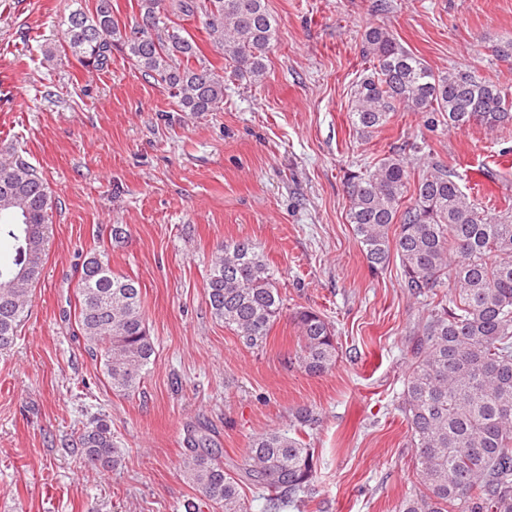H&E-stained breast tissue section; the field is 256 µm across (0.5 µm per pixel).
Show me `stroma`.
Returning a JSON list of instances; mask_svg holds the SVG:
<instances>
[{"instance_id":"stroma-1","label":"stroma","mask_w":512,"mask_h":512,"mask_svg":"<svg viewBox=\"0 0 512 512\" xmlns=\"http://www.w3.org/2000/svg\"><path fill=\"white\" fill-rule=\"evenodd\" d=\"M266 0L279 23L254 83L233 79L217 112L178 111L120 52L88 71L61 49L68 0H0V146L16 144L55 198L45 275L14 345L0 351V512H184L188 439L210 437L244 466L252 437L298 431L318 479L294 512H396L416 484L398 398L407 345L425 299L401 285L400 262L372 272L348 222L349 173L406 140L412 176L428 160L457 169L481 205H512V126L428 128L400 110L369 137L349 119L368 69L366 26H387L434 70L471 66L512 90V64L491 47L512 33V0ZM54 60H46V52ZM114 272L141 284L155 345L137 391H113L75 324V270L108 243ZM247 239L276 272L283 314L248 348L216 320L205 280L212 254ZM333 327L327 374L300 369L294 312ZM313 425L295 429L298 409ZM110 424L119 466L91 467L75 441Z\"/></svg>"}]
</instances>
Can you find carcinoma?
<instances>
[{
  "instance_id": "1",
  "label": "carcinoma",
  "mask_w": 512,
  "mask_h": 512,
  "mask_svg": "<svg viewBox=\"0 0 512 512\" xmlns=\"http://www.w3.org/2000/svg\"><path fill=\"white\" fill-rule=\"evenodd\" d=\"M137 6L138 16L127 26L114 16L112 0H94L91 8L85 0H70L63 20L67 49L92 71L107 70L112 51L123 53L144 78L167 90L180 112L219 111L227 76L265 77L278 32L265 0H138ZM196 17L224 53L225 70L215 69L177 24ZM491 51L511 63L512 37L499 39ZM361 53L373 65L356 84L350 120L365 136L381 130L399 109L428 114L429 128L479 124L495 131L512 125V97L474 68L436 72L382 25L365 29ZM416 149L407 142L345 180L349 223L372 271L384 270L396 255L403 287L415 298L436 295L449 280L448 297L417 325L399 396L416 448L419 487L398 512H512V210L478 207L443 163L410 181L405 151ZM53 206L25 149L1 147L0 236L12 239L13 253L0 261V350L13 345L28 316L31 288L44 271ZM205 286L212 315L244 346L267 340L283 303L274 270L254 243L224 244L211 259ZM76 297L88 354L104 360L113 389L135 391L154 354L140 283L112 271L107 250H96L80 264ZM294 321L301 368L311 376L328 373L336 365L334 330L313 310L296 312ZM76 445L93 466L118 464L104 420L83 429ZM186 473L200 496L222 512H247L244 485L266 492V512H280L302 502L316 482L315 449L271 430L251 440L238 472L207 451L188 461Z\"/></svg>"
}]
</instances>
